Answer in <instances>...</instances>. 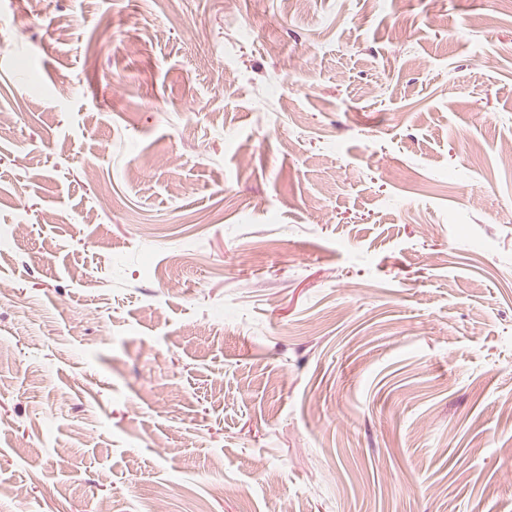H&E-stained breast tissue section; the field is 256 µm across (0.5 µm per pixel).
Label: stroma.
<instances>
[{
  "instance_id": "35a3bbf8",
  "label": "stroma",
  "mask_w": 512,
  "mask_h": 512,
  "mask_svg": "<svg viewBox=\"0 0 512 512\" xmlns=\"http://www.w3.org/2000/svg\"><path fill=\"white\" fill-rule=\"evenodd\" d=\"M1 112L0 512H512V0H0Z\"/></svg>"
}]
</instances>
